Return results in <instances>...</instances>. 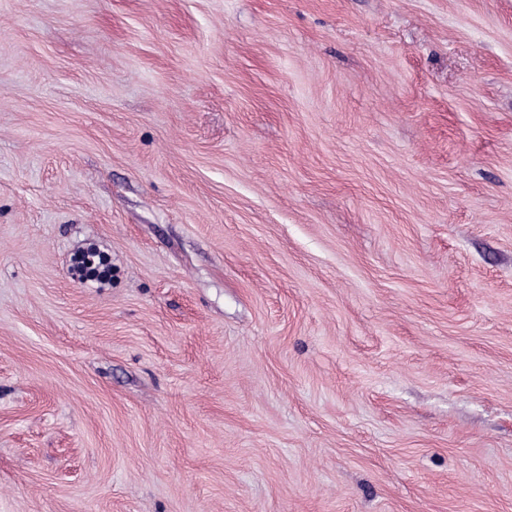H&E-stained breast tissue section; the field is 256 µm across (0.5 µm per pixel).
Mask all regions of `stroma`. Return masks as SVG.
I'll use <instances>...</instances> for the list:
<instances>
[{
	"label": "stroma",
	"mask_w": 512,
	"mask_h": 512,
	"mask_svg": "<svg viewBox=\"0 0 512 512\" xmlns=\"http://www.w3.org/2000/svg\"><path fill=\"white\" fill-rule=\"evenodd\" d=\"M0 512H512V0H0Z\"/></svg>",
	"instance_id": "1"
}]
</instances>
